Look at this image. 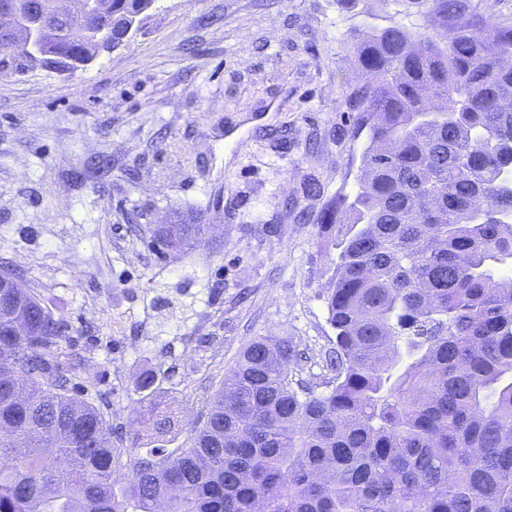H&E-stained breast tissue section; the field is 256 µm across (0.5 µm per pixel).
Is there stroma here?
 <instances>
[{"instance_id": "stroma-1", "label": "stroma", "mask_w": 512, "mask_h": 512, "mask_svg": "<svg viewBox=\"0 0 512 512\" xmlns=\"http://www.w3.org/2000/svg\"><path fill=\"white\" fill-rule=\"evenodd\" d=\"M396 9L157 0L129 44L73 74H0V263L61 318L75 391L110 423L119 475L146 406L177 410L182 446L254 337L330 348L317 224L355 190L363 146L341 41ZM93 157L108 171H90ZM197 215L202 242L153 248L156 225Z\"/></svg>"}]
</instances>
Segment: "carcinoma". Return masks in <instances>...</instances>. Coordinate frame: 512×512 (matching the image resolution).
I'll return each instance as SVG.
<instances>
[{"instance_id":"obj_1","label":"carcinoma","mask_w":512,"mask_h":512,"mask_svg":"<svg viewBox=\"0 0 512 512\" xmlns=\"http://www.w3.org/2000/svg\"><path fill=\"white\" fill-rule=\"evenodd\" d=\"M0 0V73L74 72L127 42L156 0ZM419 24L343 40L345 97L366 134L357 188L336 195L321 248L335 331L320 381L290 337L258 336L185 448L152 407L130 473L94 406L69 388L62 320L31 290L0 288V512H512V24L469 0H396ZM202 224L155 228L161 251Z\"/></svg>"}]
</instances>
